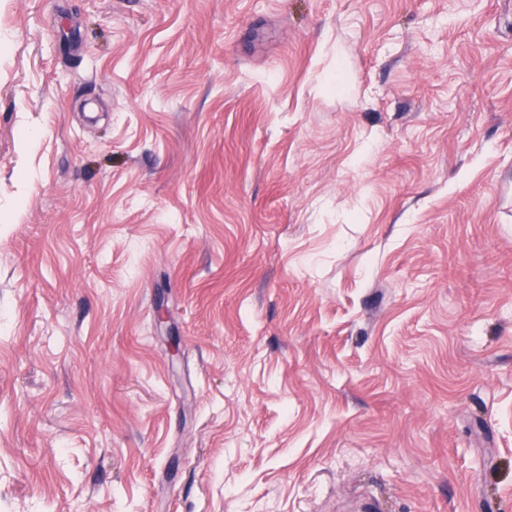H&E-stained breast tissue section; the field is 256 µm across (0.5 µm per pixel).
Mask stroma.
<instances>
[{"label": "stroma", "mask_w": 512, "mask_h": 512, "mask_svg": "<svg viewBox=\"0 0 512 512\" xmlns=\"http://www.w3.org/2000/svg\"><path fill=\"white\" fill-rule=\"evenodd\" d=\"M369 507L512 512V0H0V512Z\"/></svg>", "instance_id": "35a3bbf8"}]
</instances>
